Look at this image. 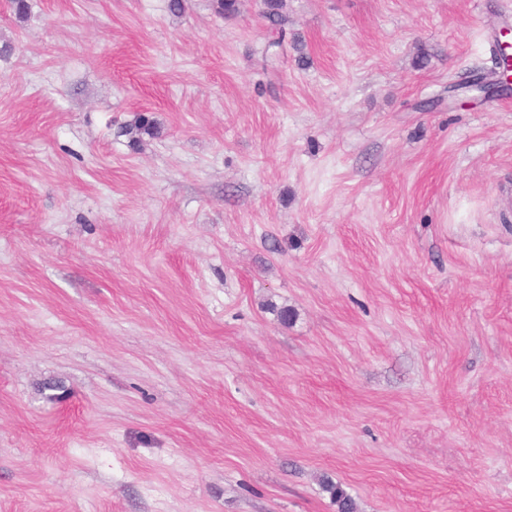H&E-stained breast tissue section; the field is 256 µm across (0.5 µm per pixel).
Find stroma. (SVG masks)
Instances as JSON below:
<instances>
[{"mask_svg": "<svg viewBox=\"0 0 512 512\" xmlns=\"http://www.w3.org/2000/svg\"><path fill=\"white\" fill-rule=\"evenodd\" d=\"M213 2L0 0V512H512V0ZM127 135H131V144L138 146L144 136L155 138L160 135L161 128L155 121L146 115H140L137 122L129 126L125 131Z\"/></svg>", "mask_w": 512, "mask_h": 512, "instance_id": "1", "label": "stroma"}]
</instances>
